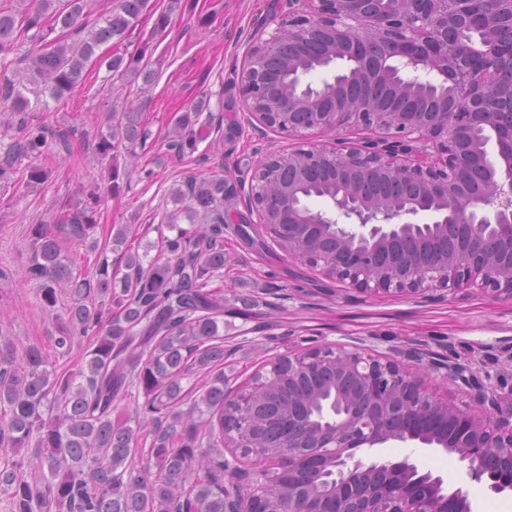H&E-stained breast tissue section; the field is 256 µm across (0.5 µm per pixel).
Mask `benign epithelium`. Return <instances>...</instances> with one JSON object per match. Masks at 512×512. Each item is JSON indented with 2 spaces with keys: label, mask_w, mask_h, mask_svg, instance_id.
Returning a JSON list of instances; mask_svg holds the SVG:
<instances>
[{
  "label": "benign epithelium",
  "mask_w": 512,
  "mask_h": 512,
  "mask_svg": "<svg viewBox=\"0 0 512 512\" xmlns=\"http://www.w3.org/2000/svg\"><path fill=\"white\" fill-rule=\"evenodd\" d=\"M276 32L255 43L240 92L256 132L302 139L254 168L245 199L292 260L367 295L424 288H478L512 300V120L500 104L490 56L512 24V0L490 5L476 40H451L468 25L470 0H292ZM324 48L334 75L314 86L301 58ZM351 126L383 136L350 146L314 145L315 132ZM495 139L496 155L478 136ZM332 181L330 208L313 210L306 182ZM463 388L480 412L431 396L399 362L340 348L288 355L282 436L257 437L255 411L271 374L225 394L248 420L224 431V447L285 448L263 455L288 499L252 491L263 472L224 460L226 512H473L463 487L380 451L400 442L440 449L495 494L512 493V368L416 345L400 350ZM375 453L369 461L352 450Z\"/></svg>",
  "instance_id": "1"
}]
</instances>
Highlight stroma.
<instances>
[{
  "label": "stroma",
  "instance_id": "1",
  "mask_svg": "<svg viewBox=\"0 0 512 512\" xmlns=\"http://www.w3.org/2000/svg\"><path fill=\"white\" fill-rule=\"evenodd\" d=\"M288 11V0H182L170 14L156 44L149 69L156 77L150 91L140 79L110 76L87 66L83 81L61 100L32 102L28 125L68 130L70 150L51 147L43 163L51 180L30 193L0 188V328L15 351L39 346L52 369L76 371L92 339L75 337L69 353L54 346L56 317L71 299L62 296L56 315L47 314L39 286L25 280L31 250L28 228L55 224L59 211L79 186L100 182L104 168L93 144L109 113L129 105L150 136L139 158L127 161L119 191H103L95 236L99 252L116 260L113 229L130 225L128 246L148 259L168 257L172 232L165 219L173 208L168 193L190 177L223 176L249 183L257 162L270 151L294 149L299 140L269 129H248V109L240 94L242 68L250 44L267 39L276 28L273 13ZM209 95L213 116L222 120L219 134L199 141L194 151L169 149L168 134L186 107ZM246 219V233L237 230ZM224 228V268L209 285L224 304V375L229 387L251 383L266 373L278 354L307 347L342 345L351 351L393 356L411 343L451 348L463 356L506 360L512 354V300L478 290L423 291L412 296H366L324 275L320 269L287 259L266 239L257 213L242 201L228 209ZM393 460L410 458L423 472L452 477L459 470L440 450H420L395 443L386 449Z\"/></svg>",
  "mask_w": 512,
  "mask_h": 512
}]
</instances>
